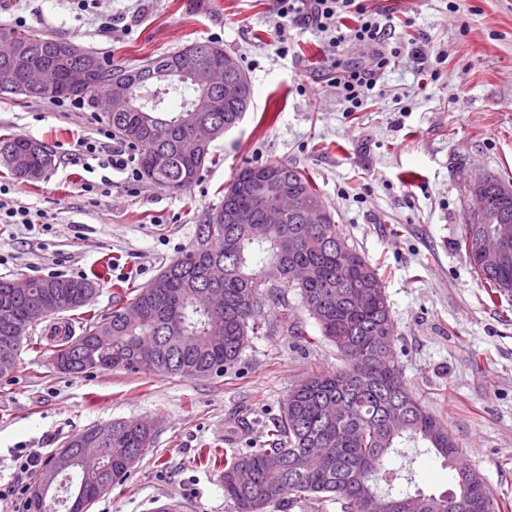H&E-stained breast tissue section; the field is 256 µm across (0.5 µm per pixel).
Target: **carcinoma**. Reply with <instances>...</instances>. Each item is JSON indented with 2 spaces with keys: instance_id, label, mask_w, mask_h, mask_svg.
Wrapping results in <instances>:
<instances>
[{
  "instance_id": "carcinoma-1",
  "label": "carcinoma",
  "mask_w": 512,
  "mask_h": 512,
  "mask_svg": "<svg viewBox=\"0 0 512 512\" xmlns=\"http://www.w3.org/2000/svg\"><path fill=\"white\" fill-rule=\"evenodd\" d=\"M1 34L29 48V65L94 68L96 76L83 97L91 106L109 102L130 71L84 48L74 55L65 49L69 40L51 34L0 27ZM198 51L226 53L218 43L196 41L177 52L149 58L136 70L148 74L189 69ZM203 94L198 85L176 74L165 87L143 89L133 97L138 111L106 113L113 131L138 150L140 168H153L152 183L159 188L185 190L214 162L210 145L200 144L182 122ZM171 95L182 98V111H162ZM250 104L248 97L225 112L195 116L232 128ZM0 152L8 154L5 162L10 171L26 182L40 179L54 165V155L44 143L21 135L0 137ZM272 169L282 172V182L262 178ZM486 176L493 220L512 221V199L499 195L500 186L512 182L494 173ZM231 184L239 188L235 206L251 212V223L230 222L225 200H220L198 225L185 255L150 283L133 293L127 289L113 293L112 311L82 318L77 337L68 328H54L58 340L52 363L67 364L64 372L69 374L147 370L190 379L221 376L240 360L250 337L267 326L265 307L282 309L280 322L288 329L285 290L291 288L321 336L336 348L341 366L332 372H314L290 390L279 423L267 433L266 446L229 459L221 448L199 450V463L224 466L220 481L234 512H278L285 502L297 499L336 500L342 512H374L381 500L409 503V512H441L439 495L420 489L394 491L398 480L412 484L414 458L398 450L404 441L424 444L455 470V493L464 500L461 512L507 509L490 494L476 470L459 464L462 450L443 418L408 386L378 268L348 243L333 221L303 224L291 215L286 224L261 222L262 204L282 188L307 207L328 210L315 182L295 166L268 163L240 168ZM463 231L470 264L489 297L511 298L512 260L487 267L477 249L484 225L465 224ZM212 263L224 267V278L210 279ZM274 265L282 274L277 288L264 281ZM97 287L89 277L50 276L28 280L25 292L17 293L12 282L0 280V377L18 365L30 329L52 317L41 314L45 299L56 297L67 304L65 311H75L90 302ZM213 288L224 294V305L217 309L203 296ZM140 351L151 357L147 369L138 364ZM152 437L144 419L112 423V457L103 460L106 491L128 480L131 466L126 457H141ZM392 453L405 465L387 470L384 460ZM244 467L253 473L249 487L237 479ZM98 479L74 470L62 474L66 512H82L80 501L92 504L100 497Z\"/></svg>"
}]
</instances>
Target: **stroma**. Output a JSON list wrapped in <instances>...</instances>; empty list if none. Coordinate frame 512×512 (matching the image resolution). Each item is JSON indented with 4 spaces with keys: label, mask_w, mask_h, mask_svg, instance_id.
Returning a JSON list of instances; mask_svg holds the SVG:
<instances>
[{
    "label": "stroma",
    "mask_w": 512,
    "mask_h": 512,
    "mask_svg": "<svg viewBox=\"0 0 512 512\" xmlns=\"http://www.w3.org/2000/svg\"><path fill=\"white\" fill-rule=\"evenodd\" d=\"M397 32L401 55L379 73L358 109L331 86L334 68H367L370 45L336 55L310 30L275 29L274 0H0V25L23 24L134 65L195 40L220 42L252 89L237 127L211 144L215 163L190 188L162 190L74 154L78 138L107 126L103 110L0 96V135L43 142L55 155L40 180L22 183L0 159L7 202L48 214V225L0 223V278L96 279L90 302L112 306V286L138 288L189 248L218 193L244 166L282 162L320 188L350 245L385 283L405 377L444 418L463 461L494 497L512 503V300H490L461 242V185L474 172L512 181V0H365ZM119 14V28L100 30ZM287 54H280V45ZM105 183L90 195L85 184ZM288 321L302 340L267 328L223 377L150 372L64 374L30 330L16 369L0 377V512H22L28 490L64 443L117 420H155L150 448L125 484L89 512H233L204 445L227 456L262 447L290 388L340 360L296 294ZM245 417L250 428L235 433ZM415 487L453 489L431 453L413 465Z\"/></svg>",
    "instance_id": "1"
}]
</instances>
